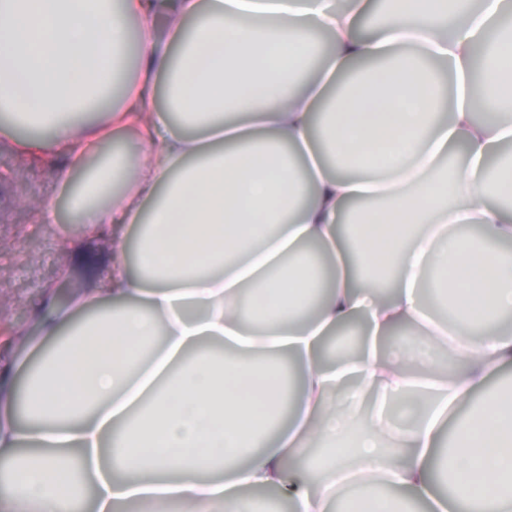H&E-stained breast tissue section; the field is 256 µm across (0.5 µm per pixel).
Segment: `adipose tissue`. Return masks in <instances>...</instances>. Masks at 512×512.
Instances as JSON below:
<instances>
[{
	"label": "adipose tissue",
	"instance_id": "ef3b65f1",
	"mask_svg": "<svg viewBox=\"0 0 512 512\" xmlns=\"http://www.w3.org/2000/svg\"><path fill=\"white\" fill-rule=\"evenodd\" d=\"M391 11L363 36L370 0H0V134L82 173L81 286L16 337L25 391L0 380V512H264L286 459L294 512H512V0Z\"/></svg>",
	"mask_w": 512,
	"mask_h": 512
}]
</instances>
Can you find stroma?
Masks as SVG:
<instances>
[{
    "label": "stroma",
    "instance_id": "obj_1",
    "mask_svg": "<svg viewBox=\"0 0 512 512\" xmlns=\"http://www.w3.org/2000/svg\"><path fill=\"white\" fill-rule=\"evenodd\" d=\"M75 176L0 150V332L38 333L33 314L42 287L65 265L57 239L77 230L59 191L60 180ZM48 198L59 206V222L51 229L36 221L40 203Z\"/></svg>",
    "mask_w": 512,
    "mask_h": 512
}]
</instances>
